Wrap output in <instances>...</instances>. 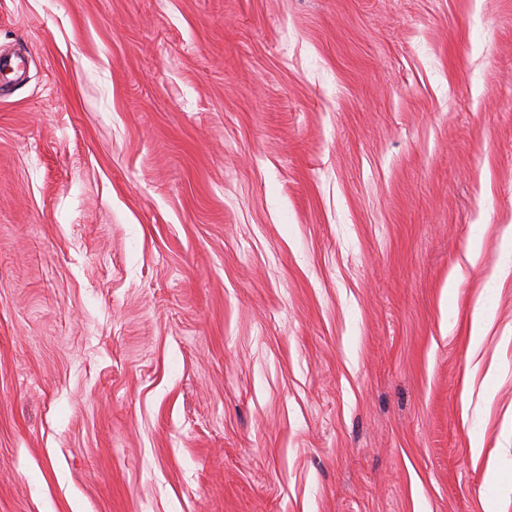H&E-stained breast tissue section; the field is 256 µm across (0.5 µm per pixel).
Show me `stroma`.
Listing matches in <instances>:
<instances>
[{
	"mask_svg": "<svg viewBox=\"0 0 512 512\" xmlns=\"http://www.w3.org/2000/svg\"><path fill=\"white\" fill-rule=\"evenodd\" d=\"M0 53V512H512V0H0Z\"/></svg>",
	"mask_w": 512,
	"mask_h": 512,
	"instance_id": "35a3bbf8",
	"label": "stroma"
}]
</instances>
